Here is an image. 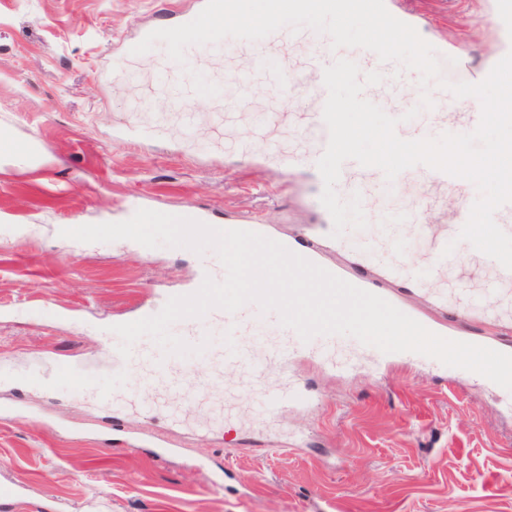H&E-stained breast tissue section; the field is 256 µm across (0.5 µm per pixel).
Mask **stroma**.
Masks as SVG:
<instances>
[{
	"label": "stroma",
	"mask_w": 512,
	"mask_h": 512,
	"mask_svg": "<svg viewBox=\"0 0 512 512\" xmlns=\"http://www.w3.org/2000/svg\"><path fill=\"white\" fill-rule=\"evenodd\" d=\"M425 16L426 38L460 47L471 67L498 50L488 0H398ZM193 0H0V136L29 144L0 154V226L35 224L36 234L0 238V389L27 412L0 421V512H512V391L490 380L464 382L455 367L398 361L381 380L339 375L301 357L297 382L322 406L269 421L235 371L204 365L181 399L141 413L148 395L136 367L118 352L112 319L162 288L191 283L202 257L187 248L133 249L124 241L79 243L66 224L126 220L131 205L171 215L195 206L212 223L254 216L278 235L311 219V179L282 182L275 162H253L263 144L252 116L271 120L283 155L314 149L301 102L256 86L231 124L223 102L194 104L185 133L155 74L167 59L158 44L129 60L122 41L161 13ZM152 97L151 110L138 107ZM149 128L147 140L122 127ZM512 292L486 301L470 322L478 336L512 339ZM111 391L116 410L77 393L59 361ZM53 376L50 388L29 382ZM77 427L62 435L56 422ZM168 433L184 453L167 461L105 447L94 432ZM208 458L234 476L212 487L193 465Z\"/></svg>",
	"instance_id": "stroma-1"
}]
</instances>
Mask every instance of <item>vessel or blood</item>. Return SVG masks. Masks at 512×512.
<instances>
[{
    "label": "vessel or blood",
    "instance_id": "vessel-or-blood-1",
    "mask_svg": "<svg viewBox=\"0 0 512 512\" xmlns=\"http://www.w3.org/2000/svg\"><path fill=\"white\" fill-rule=\"evenodd\" d=\"M491 7L496 16L501 51L505 54L510 53L512 0H491ZM302 36L314 46L305 64L292 69L274 66L271 57L272 47L293 43ZM217 47L228 55L249 52V66L234 65L227 69L241 92H248L257 78L262 77L271 87L303 98V128L315 145L314 151L306 156L288 157L281 155L275 142H268L266 147L267 155L277 159L279 175L285 180L291 178L298 169H315L326 148L329 132L323 120V107L327 98L323 69L339 58L354 61L361 73L376 71L381 74V83L373 89L364 88L363 96L389 116L397 118V135L408 134L417 140L436 137L449 131L456 134L469 133L477 127L480 120L481 104L478 99L451 96L447 99V110L459 115L460 120L451 125L443 122L439 113L434 110L419 109L418 104L423 93L421 89H414L410 93L405 91V68L396 63L384 64L374 52L366 49H332L328 35L316 33L307 27L299 33L284 27L257 41L227 37L218 42ZM156 79L158 86L169 95L172 111L182 113L184 119H191L193 102L197 94L192 87V79L184 68L176 62H169L158 70ZM413 108L418 109V116L409 121L405 120V113ZM412 181L422 187L418 194L411 195L407 192L408 184ZM339 184L345 187L348 193H360L363 210L375 208L381 216L377 235L364 236L361 241V248L355 259L357 273L350 275L345 269L328 264L311 240H290L286 243L289 250L319 266L327 267L332 274L347 278L353 285L388 302L397 303L395 295L387 288L388 282L402 280L410 285L419 286L439 279L442 271L455 262L458 254L479 258V251L470 243L458 238L470 212L465 196L464 179L449 176L420 164L403 171L390 183L379 169L367 168L349 160L342 166ZM434 187H451L457 192L454 221L451 224H434L430 221L431 215L437 209V201L430 193ZM397 196L405 197V205L395 208L384 207V200ZM405 226L412 227L426 254L425 261L420 264L412 265L407 261L406 247L400 236V230ZM449 245L454 248L453 254L450 255L444 252L445 247ZM443 291L456 296L459 301L458 326L450 327L436 322L405 303H398L399 309L442 337L462 342L469 341L512 355L510 342L496 337L469 336L466 324L469 320L468 313L473 307L469 288L457 282H449L445 284ZM260 316L261 311L254 303L245 305L233 314L215 308L203 318L184 319L183 338L191 345L204 344L205 349L200 355L202 362L247 370L257 386V393L268 419L275 421L288 408L312 404L313 396L309 390L292 379L291 366L297 354L303 353L318 359L322 353L314 343L303 341L293 329L279 325L274 331H267L266 327L258 323ZM245 332L253 336L255 344L265 349V357L253 358L250 349L239 343V336ZM131 359L141 367V379L144 383L163 381L162 396L166 400L174 401L186 394L190 367L184 363L182 357L164 354L161 348L152 344L136 343L132 346ZM393 359V354L372 347L360 358L336 355L333 368L339 373H352L358 370L361 364L365 363L376 369L389 364Z\"/></svg>",
    "mask_w": 512,
    "mask_h": 512
}]
</instances>
